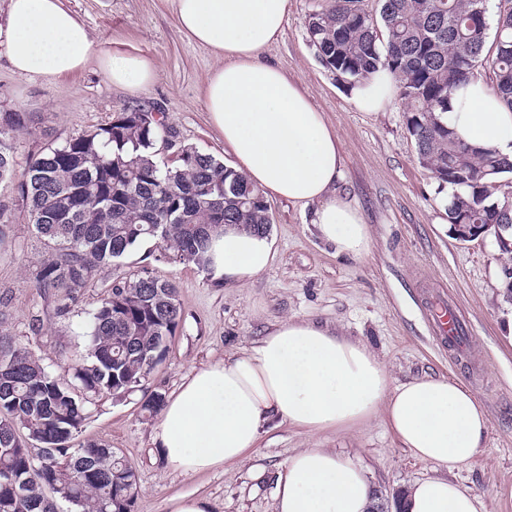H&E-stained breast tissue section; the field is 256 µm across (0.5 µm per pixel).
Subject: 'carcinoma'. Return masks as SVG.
I'll use <instances>...</instances> for the list:
<instances>
[{"label":"carcinoma","mask_w":512,"mask_h":512,"mask_svg":"<svg viewBox=\"0 0 512 512\" xmlns=\"http://www.w3.org/2000/svg\"><path fill=\"white\" fill-rule=\"evenodd\" d=\"M327 0L307 20L321 64L350 85L383 68L407 101V131L419 163L440 188L451 187L450 224H511L512 198L497 196L512 163L462 142L442 120L453 92L488 65L493 92L512 110V0H500L494 57L484 56L488 4L479 0ZM24 112L0 113V182L12 178ZM177 130L126 110L108 124L33 154L19 184L22 205L49 248L33 287L69 314L100 265H120L152 241L184 264L209 269L211 241L227 224L265 235L262 192L210 154L181 144L176 165L156 161L159 136ZM14 224L0 205V247ZM181 320L175 285L140 275L112 285L90 313L86 363L68 383L27 348L0 339V512H57L55 496L79 512H133L137 474L107 445L72 446L86 404L137 388L166 358L164 340ZM47 449L43 459L26 441Z\"/></svg>","instance_id":"carcinoma-1"}]
</instances>
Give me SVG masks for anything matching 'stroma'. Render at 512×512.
<instances>
[{"instance_id":"35a3bbf8","label":"stroma","mask_w":512,"mask_h":512,"mask_svg":"<svg viewBox=\"0 0 512 512\" xmlns=\"http://www.w3.org/2000/svg\"><path fill=\"white\" fill-rule=\"evenodd\" d=\"M85 22L98 54H137L155 69L145 91L112 85L96 59L67 77L47 80L14 71L0 45V112H27L31 132L16 137V169L32 151L107 124L126 109H160L181 140L224 164L233 157L211 124L203 89L218 59L179 28L172 0H64ZM326 0H290L279 40L262 57L297 80L340 137L337 196L357 207L369 249L336 254L312 223L313 209L268 198L272 259L265 271L223 283L176 261L154 243L136 247L122 265L101 269L79 304L63 317L44 316L32 281L46 256L17 181L0 183V203L14 213L11 242L0 253V336L31 350L55 376L71 378L85 357L86 317L121 277L145 271L175 282L181 321L166 358L142 388L104 395L88 406L75 444L98 440L135 467L133 512H170L179 494L207 497L213 512H275L277 474L288 457L329 448L364 468L374 490L392 495L416 481L444 477L470 490L482 512H512V303L501 288L504 254L494 238L460 243L449 233L448 190L418 162L406 128L403 98L381 112L358 110L347 83L322 66L306 22ZM453 302L471 329L465 353L449 351L428 321L430 300ZM321 324L362 341L382 361L391 385L425 376L454 378L484 404L488 430L480 452L455 470L413 457L376 415L356 430L313 435L273 422L239 463L183 475L162 461L155 436L159 415L144 404L169 396L191 372L251 347L281 321Z\"/></svg>"}]
</instances>
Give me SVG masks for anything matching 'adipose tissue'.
<instances>
[{"instance_id":"adipose-tissue-1","label":"adipose tissue","mask_w":512,"mask_h":512,"mask_svg":"<svg viewBox=\"0 0 512 512\" xmlns=\"http://www.w3.org/2000/svg\"><path fill=\"white\" fill-rule=\"evenodd\" d=\"M181 31L223 63L209 76L204 104L233 156V167L265 195L313 206L319 237L337 254L359 256L369 233L358 210L337 198L339 139L299 84L261 60L277 41L289 0H173ZM0 45L20 73L47 79L84 68L94 40L62 0H9ZM113 85L149 86L150 62L104 53ZM397 92L384 70L351 89L356 108L382 111ZM444 122L469 144L512 160V111L481 80L457 90ZM214 278L237 282L263 272L272 258L267 237L226 227L209 250ZM384 415L403 447L448 469L479 451L488 418L462 383L420 378L393 387L383 363L365 344L307 321L280 322L241 353L183 379L166 401L156 441L165 464L190 475L242 461L271 420L312 434L355 429ZM374 490L363 469L335 450L308 448L278 474L276 512H370ZM476 495L442 478L416 482L403 512H480Z\"/></svg>"}]
</instances>
